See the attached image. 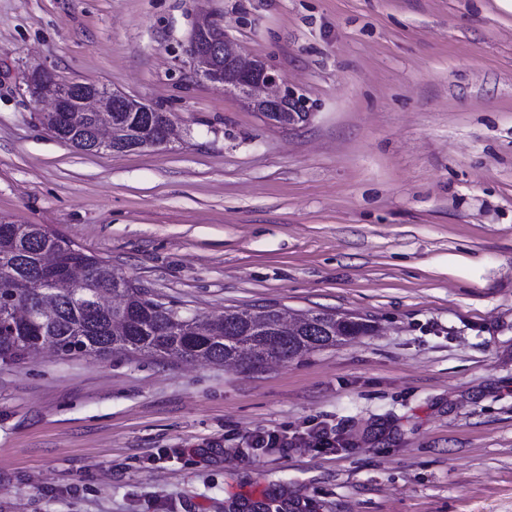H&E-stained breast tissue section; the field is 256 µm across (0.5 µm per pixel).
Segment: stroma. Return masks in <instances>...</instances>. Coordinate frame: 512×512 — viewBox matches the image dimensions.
<instances>
[{"instance_id": "1", "label": "stroma", "mask_w": 512, "mask_h": 512, "mask_svg": "<svg viewBox=\"0 0 512 512\" xmlns=\"http://www.w3.org/2000/svg\"><path fill=\"white\" fill-rule=\"evenodd\" d=\"M220 19L312 107L267 125L196 80ZM37 65L171 112L83 154ZM0 215L189 314L367 319L258 370L52 352L0 362V512H512V12L498 0H0ZM320 424L336 450L248 447Z\"/></svg>"}]
</instances>
